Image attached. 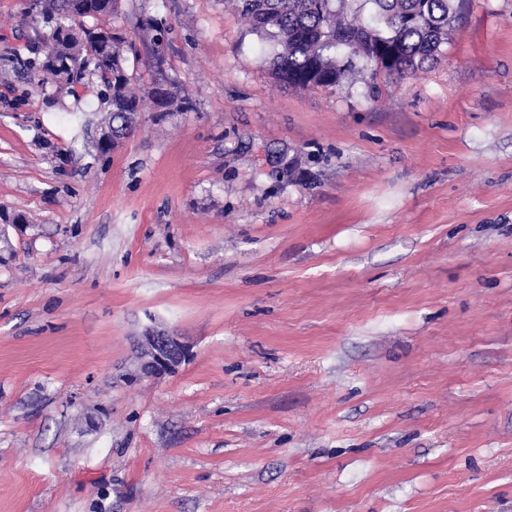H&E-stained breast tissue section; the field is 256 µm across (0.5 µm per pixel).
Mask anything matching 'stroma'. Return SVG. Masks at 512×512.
<instances>
[{
    "instance_id": "stroma-1",
    "label": "stroma",
    "mask_w": 512,
    "mask_h": 512,
    "mask_svg": "<svg viewBox=\"0 0 512 512\" xmlns=\"http://www.w3.org/2000/svg\"><path fill=\"white\" fill-rule=\"evenodd\" d=\"M464 2L303 91L234 0H121L182 109L103 158L0 0V512H512V0ZM150 328L189 355L130 380Z\"/></svg>"
}]
</instances>
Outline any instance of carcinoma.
Wrapping results in <instances>:
<instances>
[{
    "label": "carcinoma",
    "mask_w": 512,
    "mask_h": 512,
    "mask_svg": "<svg viewBox=\"0 0 512 512\" xmlns=\"http://www.w3.org/2000/svg\"><path fill=\"white\" fill-rule=\"evenodd\" d=\"M70 0H47L43 22L49 31L47 57L53 65H41L42 78L65 86L76 83L66 63L77 55L98 58L95 72L107 89L112 111L104 119L116 126L123 113L142 109L144 100L131 88L128 74L127 41L104 26L86 25L118 11L112 10L73 18ZM372 5V16L360 18L359 11L346 8V0H238L251 32L272 43L269 67L281 83L295 89L334 87L353 67L354 60L374 62L378 47L396 42L399 55L386 68L387 74L413 73L434 59L456 20L462 0H364ZM347 51L346 63L336 62L333 53Z\"/></svg>",
    "instance_id": "cac0c4a2"
}]
</instances>
